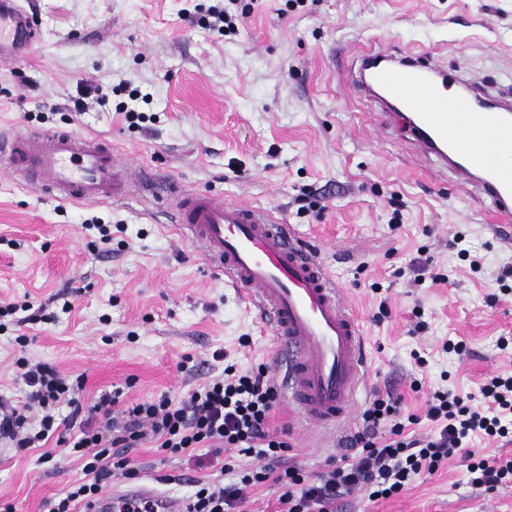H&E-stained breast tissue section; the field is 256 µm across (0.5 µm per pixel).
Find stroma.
Returning a JSON list of instances; mask_svg holds the SVG:
<instances>
[{
    "label": "stroma",
    "instance_id": "35a3bbf8",
    "mask_svg": "<svg viewBox=\"0 0 512 512\" xmlns=\"http://www.w3.org/2000/svg\"><path fill=\"white\" fill-rule=\"evenodd\" d=\"M225 0H22L39 23L23 62L0 65V134L60 130L111 142L123 157L181 189L207 190L272 211L316 250L363 321L365 409L386 391L417 423L430 392L479 398L485 379L512 372V293L500 269L512 262L488 226L490 202L463 187L412 142L402 123L381 121V100L357 87L364 50L437 64L498 99L512 100V0H235L243 21L210 29ZM151 94V119L132 126L118 104ZM108 107H100L98 95ZM83 111H75V102ZM112 225L101 242L90 222ZM482 269L472 273V257ZM75 287L71 314L55 295ZM34 319L0 331V396L23 400L18 352L83 377L78 398L123 389L125 402L178 398L222 375L269 365L274 338L255 312L182 238L173 204L147 194L72 204L0 173V306ZM32 338L26 349L13 339ZM464 354L445 352L446 340ZM224 351L225 362L213 359ZM424 365H417V357ZM270 431L287 455L318 473L339 459L344 432L301 447L286 401ZM53 458L45 462L42 452ZM139 479L179 498L193 479L251 458L200 448L161 459L132 450ZM55 440L18 452L0 444V510L44 512L82 479ZM342 512H512V483L471 484L456 457L401 493L376 502L356 493Z\"/></svg>",
    "mask_w": 512,
    "mask_h": 512
}]
</instances>
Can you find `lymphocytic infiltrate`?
I'll use <instances>...</instances> for the list:
<instances>
[{
	"mask_svg": "<svg viewBox=\"0 0 512 512\" xmlns=\"http://www.w3.org/2000/svg\"><path fill=\"white\" fill-rule=\"evenodd\" d=\"M15 366L28 393L20 406L0 398V442L23 451L57 435L59 444L79 456L86 476L49 501L47 512H75L96 499L112 476L136 478L129 453L147 442L170 455L234 448L261 459L259 468L236 482L196 479L186 512H241L245 486L269 481L283 488L279 501L284 512H337L339 502L353 491H363L371 501L389 498L414 477L435 474L454 455L469 459L472 485L494 490L512 482V456L486 457L470 446L476 435L490 439L512 434V373L486 381L480 410L449 390L429 394L426 416L434 433L427 439L406 436L415 416L406 412L401 399H374L362 415V425L347 437L346 454L328 469L309 474L290 463L287 442L268 432L279 393L265 368L243 372L230 365L223 377L182 398L163 394L130 403L117 414L113 408L121 390L103 393L86 407L76 397L77 385L51 365L21 356ZM64 404L69 407L65 414L60 411Z\"/></svg>",
	"mask_w": 512,
	"mask_h": 512,
	"instance_id": "obj_1",
	"label": "lymphocytic infiltrate"
}]
</instances>
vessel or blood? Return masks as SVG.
I'll list each match as a JSON object with an SVG mask.
<instances>
[{
  "label": "vessel or blood",
  "mask_w": 512,
  "mask_h": 512,
  "mask_svg": "<svg viewBox=\"0 0 512 512\" xmlns=\"http://www.w3.org/2000/svg\"><path fill=\"white\" fill-rule=\"evenodd\" d=\"M36 39L19 0H0V62L27 58ZM370 82L412 112V134L424 152L480 183L496 218L494 233L511 245L512 104L483 106L481 95L461 93L446 74L430 79L403 61L375 70ZM478 131L489 134L488 147L472 146ZM0 158L25 185L64 201L118 200L144 187L153 200L165 194L162 179L135 170L91 136L32 131L0 138ZM173 200L179 230L270 325L271 359L287 366L288 404L305 428L347 425L366 381L362 324L318 255L268 209L185 189ZM139 500L151 502L154 512H184L180 499L146 484L112 489L87 512H124Z\"/></svg>",
  "instance_id": "vessel-or-blood-1"
}]
</instances>
